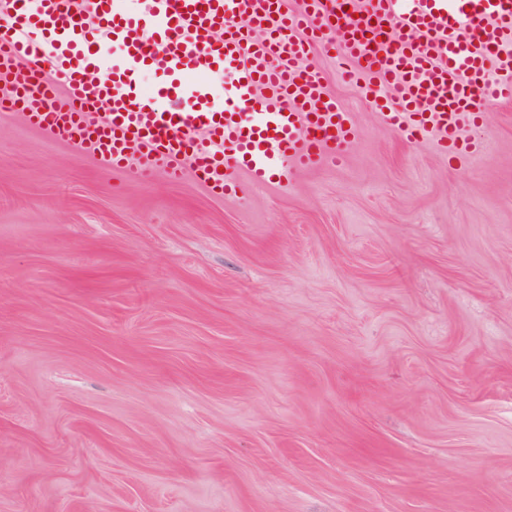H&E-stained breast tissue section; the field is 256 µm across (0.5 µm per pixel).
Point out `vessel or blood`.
Wrapping results in <instances>:
<instances>
[{"label":"vessel or blood","instance_id":"obj_1","mask_svg":"<svg viewBox=\"0 0 512 512\" xmlns=\"http://www.w3.org/2000/svg\"><path fill=\"white\" fill-rule=\"evenodd\" d=\"M316 48L403 141L452 161L482 151L487 105L512 101V0H0V95L29 128L108 171L137 149V175L220 197L237 173L284 188L347 154L357 129Z\"/></svg>","mask_w":512,"mask_h":512}]
</instances>
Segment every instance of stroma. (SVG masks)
I'll use <instances>...</instances> for the list:
<instances>
[{
    "label": "stroma",
    "instance_id": "obj_1",
    "mask_svg": "<svg viewBox=\"0 0 512 512\" xmlns=\"http://www.w3.org/2000/svg\"><path fill=\"white\" fill-rule=\"evenodd\" d=\"M287 188L107 174L0 117V512H512V103Z\"/></svg>",
    "mask_w": 512,
    "mask_h": 512
}]
</instances>
